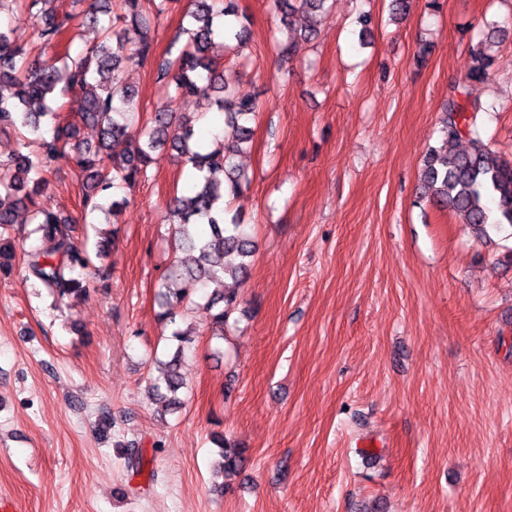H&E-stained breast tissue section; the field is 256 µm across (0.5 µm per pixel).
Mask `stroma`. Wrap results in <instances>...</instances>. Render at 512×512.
I'll list each match as a JSON object with an SVG mask.
<instances>
[{"label": "stroma", "instance_id": "35a3bbf8", "mask_svg": "<svg viewBox=\"0 0 512 512\" xmlns=\"http://www.w3.org/2000/svg\"><path fill=\"white\" fill-rule=\"evenodd\" d=\"M429 1L391 21L390 0H329L307 41L306 17L234 0L250 37L221 67L261 111L231 209L255 253L223 338L204 307L191 314L176 412L149 384L177 347L159 283L197 261L162 223L189 168L157 153L116 223L95 226L74 167L50 174L43 204L78 221L79 240L107 243L111 281L70 306L24 266L0 275V495L17 512H512V232L476 239L420 194L457 85L488 105L479 135L512 159V34L483 81L465 82L488 23L512 31V0ZM361 10L379 19L364 37ZM275 37L293 41L288 63ZM124 79L137 141L156 70ZM216 430L246 459L220 493Z\"/></svg>", "mask_w": 512, "mask_h": 512}]
</instances>
